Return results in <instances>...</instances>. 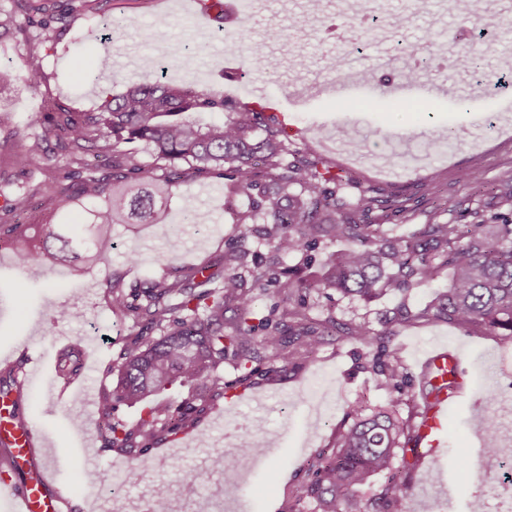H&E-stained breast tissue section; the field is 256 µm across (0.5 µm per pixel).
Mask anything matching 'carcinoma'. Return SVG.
<instances>
[{
	"mask_svg": "<svg viewBox=\"0 0 512 512\" xmlns=\"http://www.w3.org/2000/svg\"><path fill=\"white\" fill-rule=\"evenodd\" d=\"M49 0H14L15 15L0 19V29L29 36L40 29L39 42L49 40V26L40 19ZM144 77L120 95L107 98L97 112H54L45 117L42 135L29 139L20 129L8 137L21 142L14 162L23 170L43 158L42 142L55 139L76 166L55 190L77 208L78 224H53L32 230L10 216L25 210L28 193H17L0 209V243L13 252L17 268L35 264L61 265L74 275L94 265H107L114 224H162L172 188L190 174L208 173L226 180L227 199L248 201L238 223L251 225L222 264L201 263L164 273L143 288L109 281L107 302L113 313L133 320V332L110 360L107 374L117 373L115 387L99 395L100 434L106 448L137 457L154 442L194 426L224 395L220 369L232 356L236 369L248 378L253 364L295 366L343 329L345 336L367 348V369L389 402L370 413L362 405L348 406L351 423L336 431L333 450L318 455L311 478L286 499L283 512H297L306 497L317 512H351L352 499L371 477L384 484L374 499L375 512H392L411 491V483L391 463L397 450L417 445L421 412L397 416L405 389L419 388L427 401L441 388L453 392L457 368L448 366V382L438 386L439 370L420 380L408 375L393 343L391 327L376 330L367 323L342 325L329 315L314 322L308 298L334 290L344 296L370 300L390 290L407 293L435 282L448 269L449 282L423 309H397L395 323L440 320L460 330L500 336L512 344V185L497 194L505 210L501 224H415L418 202L393 200L390 211L375 212L378 199L366 190L356 199L345 193L342 179L322 160L298 158L288 151L286 127L274 123L262 105H241L219 92H200L187 84L152 78V62ZM29 87L44 79L39 53L31 49L18 72ZM225 114L222 122L202 124L200 114ZM95 148L112 154L107 171L83 176L82 156ZM149 151L175 169L166 187L154 184L152 172L136 156ZM411 224L400 236L388 227L390 216ZM282 255H301L299 263L270 273L251 239ZM346 247L329 252L320 271L311 272V251L325 241ZM275 290L280 305L260 320L262 336L250 324L252 294ZM232 311L235 318L226 319ZM81 350L63 354L59 377L69 379L82 370ZM173 386L191 392L175 409L146 405L133 424L121 419L118 407L148 402Z\"/></svg>",
	"mask_w": 512,
	"mask_h": 512,
	"instance_id": "carcinoma-1",
	"label": "carcinoma"
}]
</instances>
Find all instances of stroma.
<instances>
[{"mask_svg": "<svg viewBox=\"0 0 512 512\" xmlns=\"http://www.w3.org/2000/svg\"><path fill=\"white\" fill-rule=\"evenodd\" d=\"M235 19L200 30L191 0H55L59 32L39 45L45 78L38 89L15 82L0 91V109L13 126L40 132L45 113L67 110L93 112L107 93H120L142 76L143 57H153L165 82L187 83L199 91L221 90L234 100L268 103L288 127V148L321 159L359 186L379 197L397 193L421 202L416 223L439 219L470 224L475 213H497L495 192L512 178V85L487 89L469 74L445 80L444 54L472 51L481 67L497 76L504 64L501 24H512V0H486L489 27L468 21L466 11L449 9L448 0H433L424 16L409 13L408 0H368L372 21L353 28L352 40L333 35L336 21H348V0H233ZM407 16L403 35L388 21L391 14ZM117 24L111 41H104L103 21ZM248 24L249 37L239 43L236 32ZM437 33L440 57L428 63L424 77L432 91L406 98L399 93L395 67L377 55V46L395 50L398 39L423 41ZM259 46L260 61L246 57L247 45ZM110 50L113 69L97 82L87 76L103 50ZM307 59L305 70L294 67L296 55ZM334 57L346 60L344 81L364 88L362 97L341 103L334 74ZM462 138L452 151L425 153L422 145L449 133ZM14 143L0 139V195L30 191L19 224H66L78 213L51 198L49 185L70 171L69 158L53 153L50 165L32 166L18 176L11 161ZM478 170L483 187L466 172ZM194 201L207 216L206 227L183 221L184 204ZM237 208L224 202V181L209 174L182 178L177 184L163 224H117V247L107 266L89 271L80 281L50 287L65 277L62 268L41 266L19 273L10 252L0 249V369L21 350H28L38 371L21 388L22 412L37 427L50 452L49 463L59 483L70 491L84 512H123L133 504L149 507L158 484L169 488L171 512H280L286 494L308 482L319 453L329 452L348 403L373 407L387 401L369 372L363 350L348 338L329 339L297 367L268 370L258 365L246 384L232 360H225L224 397L194 427L158 443L137 459L130 479L125 456L102 448L98 430V396L110 382L103 370L112 347L120 346L133 322L114 315L106 302L108 278L136 286L167 269L203 261H219L228 244L243 230L236 224ZM182 227L178 249H171L167 227ZM137 254L130 263L129 254ZM447 276L408 296L387 292L365 301L336 292L312 294L314 320L334 315L347 323L381 328L400 302L410 308L426 306L435 291L447 288ZM77 308L81 321L68 312ZM398 342L405 363L419 373L422 363L439 347L457 354L467 370L465 397L448 407L443 444L435 457L410 470L411 493L395 512H467L478 498L485 512H501L512 495V484L496 470L482 465V421L492 417L499 429L512 427V374L503 365L505 349L498 337L466 333L442 321H418L400 327ZM71 343L84 348V374L60 390L55 373L58 354ZM262 445L247 482L227 490L224 461L233 458L234 444ZM184 469L202 473L193 490L180 479Z\"/></svg>", "mask_w": 512, "mask_h": 512, "instance_id": "35a3bbf8", "label": "stroma"}]
</instances>
